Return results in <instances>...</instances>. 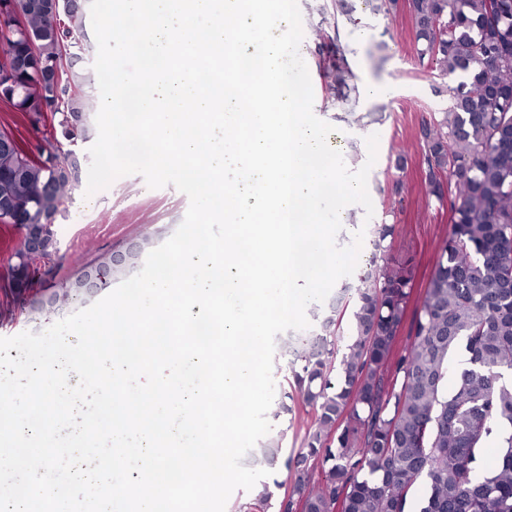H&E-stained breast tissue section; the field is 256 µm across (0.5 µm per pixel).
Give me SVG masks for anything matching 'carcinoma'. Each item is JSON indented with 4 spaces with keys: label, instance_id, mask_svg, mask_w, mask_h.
<instances>
[{
    "label": "carcinoma",
    "instance_id": "cac0c4a2",
    "mask_svg": "<svg viewBox=\"0 0 512 512\" xmlns=\"http://www.w3.org/2000/svg\"><path fill=\"white\" fill-rule=\"evenodd\" d=\"M29 2L13 0L29 34L11 43L21 63L15 106L40 115L63 101L58 126L72 138L91 76L76 69L75 52L65 63L68 85L35 75L62 59L67 38L83 33V12L57 0L59 28ZM408 6L420 65L457 78L447 107L422 127L429 195L450 212L442 259L401 340L415 266L410 257L387 260L395 225H374L371 244L382 264L358 275L341 384L331 381L343 321L334 304L318 330L286 349L291 376L279 413L299 405L311 414L303 447L286 462L288 490L279 497L265 485L243 512H408L421 480L419 512H512V0ZM37 152L16 140L0 144V197L32 212L64 200L70 188L60 180L53 197L42 195L56 157ZM34 258L14 247L8 271L26 274ZM283 437H269L256 461L274 465ZM491 440L499 456L486 471Z\"/></svg>",
    "mask_w": 512,
    "mask_h": 512
}]
</instances>
